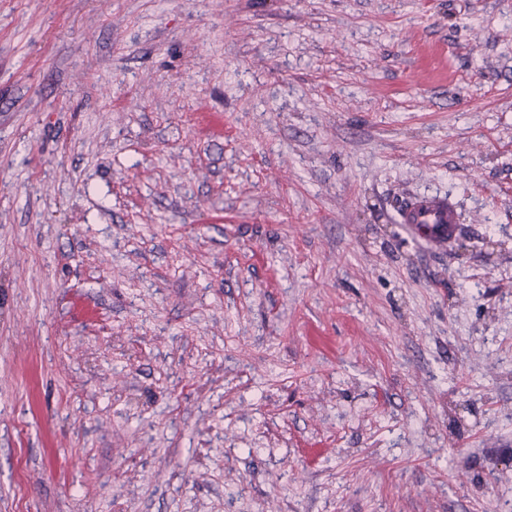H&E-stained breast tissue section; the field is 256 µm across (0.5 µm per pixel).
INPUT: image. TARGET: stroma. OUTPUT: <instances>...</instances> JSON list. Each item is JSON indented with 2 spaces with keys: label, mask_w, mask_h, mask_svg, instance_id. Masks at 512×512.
<instances>
[{
  "label": "stroma",
  "mask_w": 512,
  "mask_h": 512,
  "mask_svg": "<svg viewBox=\"0 0 512 512\" xmlns=\"http://www.w3.org/2000/svg\"><path fill=\"white\" fill-rule=\"evenodd\" d=\"M0 512H512V0H0ZM400 224L419 238L436 246L448 241L459 224V214L454 203L446 197L414 196L398 212Z\"/></svg>",
  "instance_id": "stroma-1"
}]
</instances>
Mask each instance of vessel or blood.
<instances>
[{"instance_id":"1","label":"vessel or blood","mask_w":512,"mask_h":512,"mask_svg":"<svg viewBox=\"0 0 512 512\" xmlns=\"http://www.w3.org/2000/svg\"><path fill=\"white\" fill-rule=\"evenodd\" d=\"M400 223L430 245L453 237L459 214L446 197L415 196L409 198L398 212Z\"/></svg>"}]
</instances>
